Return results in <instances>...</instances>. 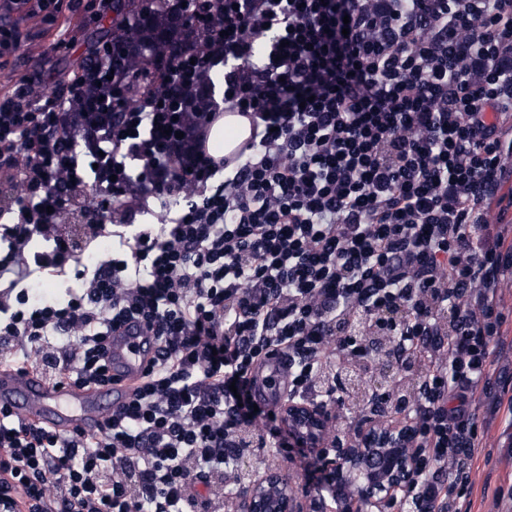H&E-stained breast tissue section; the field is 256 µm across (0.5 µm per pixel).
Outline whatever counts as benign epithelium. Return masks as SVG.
<instances>
[{
    "mask_svg": "<svg viewBox=\"0 0 512 512\" xmlns=\"http://www.w3.org/2000/svg\"><path fill=\"white\" fill-rule=\"evenodd\" d=\"M283 419L291 441L319 455L318 467L326 484L341 483L345 497L336 508L323 497L304 504L286 473L265 471L238 484L235 501L239 512H386L395 490L413 487L415 449L396 427H370L361 444L344 448L333 442L332 407L291 401Z\"/></svg>",
    "mask_w": 512,
    "mask_h": 512,
    "instance_id": "1",
    "label": "benign epithelium"
}]
</instances>
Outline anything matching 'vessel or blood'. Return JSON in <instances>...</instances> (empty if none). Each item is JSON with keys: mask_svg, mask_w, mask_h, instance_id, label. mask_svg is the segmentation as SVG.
<instances>
[{"mask_svg": "<svg viewBox=\"0 0 512 512\" xmlns=\"http://www.w3.org/2000/svg\"><path fill=\"white\" fill-rule=\"evenodd\" d=\"M151 337L130 323L110 337L108 357L119 383L109 388L54 386L34 372L0 369V407L26 421L57 431H96L102 419L118 407L124 387L137 380L148 366ZM252 385L256 396L268 406L283 410L288 400V359L274 353L257 366Z\"/></svg>", "mask_w": 512, "mask_h": 512, "instance_id": "b4317fda", "label": "vessel or blood"}]
</instances>
